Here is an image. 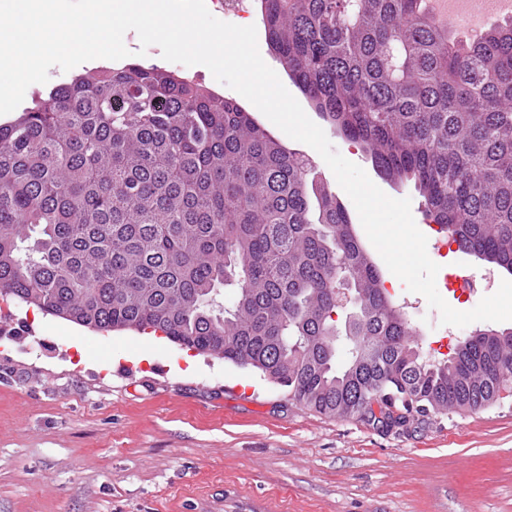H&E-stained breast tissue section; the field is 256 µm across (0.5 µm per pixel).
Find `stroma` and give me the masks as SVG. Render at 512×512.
<instances>
[{"label":"stroma","instance_id":"1","mask_svg":"<svg viewBox=\"0 0 512 512\" xmlns=\"http://www.w3.org/2000/svg\"><path fill=\"white\" fill-rule=\"evenodd\" d=\"M447 274L482 276L457 248ZM423 355L478 330L439 322L402 281L386 288ZM0 512H512V405L382 430L328 418L258 371L190 353L163 334L96 331L0 297ZM149 349L151 358L139 360Z\"/></svg>","mask_w":512,"mask_h":512}]
</instances>
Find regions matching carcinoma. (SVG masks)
I'll list each match as a JSON object with an SVG mask.
<instances>
[{
	"label": "carcinoma",
	"mask_w": 512,
	"mask_h": 512,
	"mask_svg": "<svg viewBox=\"0 0 512 512\" xmlns=\"http://www.w3.org/2000/svg\"><path fill=\"white\" fill-rule=\"evenodd\" d=\"M424 7L261 0V21L310 107L511 275L512 21L460 42ZM342 275L355 306L340 331ZM0 295L97 331H159L336 418L366 421L375 402L475 411L512 391V340L424 362L311 165L240 102L157 66L99 67L0 124Z\"/></svg>",
	"instance_id": "obj_1"
}]
</instances>
